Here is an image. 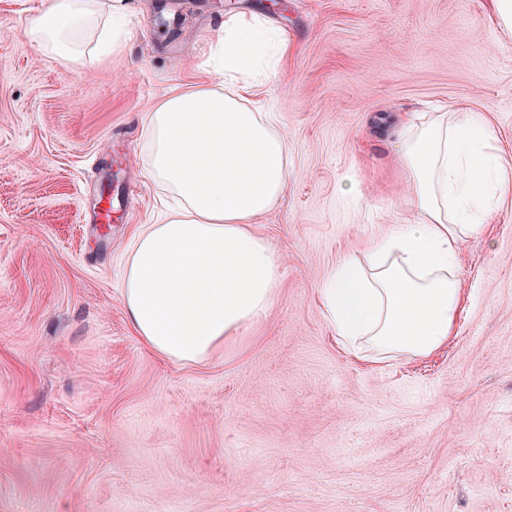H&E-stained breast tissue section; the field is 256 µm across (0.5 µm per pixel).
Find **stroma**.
Returning a JSON list of instances; mask_svg holds the SVG:
<instances>
[{
    "label": "stroma",
    "mask_w": 512,
    "mask_h": 512,
    "mask_svg": "<svg viewBox=\"0 0 512 512\" xmlns=\"http://www.w3.org/2000/svg\"><path fill=\"white\" fill-rule=\"evenodd\" d=\"M42 2L0 0V512H512V207L462 243L470 303L430 356L356 359L319 296L342 255L416 218L398 116L466 102L512 151L489 0H128L123 52L77 66L27 38ZM232 11L290 44L247 97L288 138L287 191L254 224L281 278L185 365L134 335L120 288L169 204L138 163L143 116L219 85ZM127 185L133 213L102 221L104 187Z\"/></svg>",
    "instance_id": "obj_1"
}]
</instances>
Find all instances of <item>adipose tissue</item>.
I'll return each instance as SVG.
<instances>
[{
	"label": "adipose tissue",
	"instance_id": "obj_1",
	"mask_svg": "<svg viewBox=\"0 0 512 512\" xmlns=\"http://www.w3.org/2000/svg\"><path fill=\"white\" fill-rule=\"evenodd\" d=\"M126 12L125 0H45L26 34L79 63L95 53L81 34L99 21L111 23V49L122 52ZM287 51L263 13L230 16L214 54L223 88L170 93L143 117L145 174L175 204L135 231L121 297L135 335L171 361H210L267 309L280 280L276 255L251 225L285 194L288 141L244 93ZM394 148L418 220L337 261L322 306L347 349L427 356L454 334L464 305L459 246L512 199V164L489 120L464 102L402 118Z\"/></svg>",
	"mask_w": 512,
	"mask_h": 512
}]
</instances>
